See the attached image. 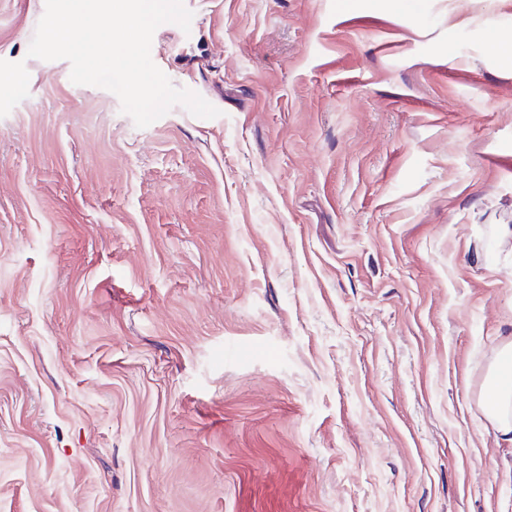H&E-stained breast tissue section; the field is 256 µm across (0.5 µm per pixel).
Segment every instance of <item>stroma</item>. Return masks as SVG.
Here are the masks:
<instances>
[{
    "instance_id": "obj_1",
    "label": "stroma",
    "mask_w": 512,
    "mask_h": 512,
    "mask_svg": "<svg viewBox=\"0 0 512 512\" xmlns=\"http://www.w3.org/2000/svg\"><path fill=\"white\" fill-rule=\"evenodd\" d=\"M183 0L137 128L0 0V512H512V0ZM501 354L498 368L489 377L496 400L486 408V418L498 438L512 445V340H504Z\"/></svg>"
}]
</instances>
